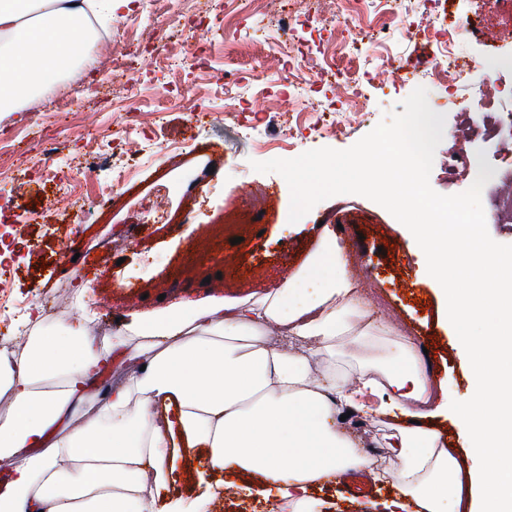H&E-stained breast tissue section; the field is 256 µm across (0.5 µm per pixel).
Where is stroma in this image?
I'll return each mask as SVG.
<instances>
[{"label":"stroma","mask_w":512,"mask_h":512,"mask_svg":"<svg viewBox=\"0 0 512 512\" xmlns=\"http://www.w3.org/2000/svg\"><path fill=\"white\" fill-rule=\"evenodd\" d=\"M246 10L244 0H238L231 15L224 12V0H212L207 7L197 0H136L133 11L104 24V31L135 46L143 28L162 16L166 23L159 44L180 45L202 30L223 26V37L209 48L208 67L147 70L126 90L95 75L92 59L98 45L89 36L82 41L78 63L36 102L0 116V166L13 176L0 182V209L6 214L5 224H0V260L11 283L8 294L17 306L14 315L0 321V348L26 347L32 329L23 320L35 307L41 311V335L63 334L80 319L96 349L108 351L130 313L160 310L165 302L180 298L212 296L210 277L232 282L238 297L260 290L262 281L287 279L318 238L317 229L305 223L303 212L309 209L322 223L343 225L337 237L361 293L356 330L372 321L384 323L389 340L409 339L423 349L435 395H468L467 357L454 345L455 329L433 284L419 278L418 257L401 236L386 199L359 192L335 198L322 189L300 195L296 168L321 158L364 155L378 145L382 132L404 130L411 113H436L443 131L427 144L423 182L433 199L448 204L449 217L464 215L480 225L491 247L511 251L512 212L496 210L494 204L512 188L505 179L512 172V112L499 113L495 133L486 136L485 113L464 111L461 103L478 98L484 87L512 92V41L485 36L489 30L512 28V0H410L386 33L400 78H371L364 86L369 110L336 136L306 123L290 125L288 114L274 107L250 110L256 92L249 78L252 70L263 72L271 98H286L294 88L275 63L280 39L269 29L268 18L241 28L239 18ZM469 17L480 20L484 33L458 34L460 57L472 64L490 60L494 68L483 83L451 92L431 75L441 56L439 44L417 31L436 19L458 24ZM201 81L212 93L196 101L194 109L205 116L193 124L190 110L170 94ZM61 88L72 89L79 106L58 114L44 111ZM131 93L150 119L149 148L128 180L114 181L112 166L118 157L104 153L91 176L76 179L85 202L81 217L72 209H47L37 194L14 192V182L38 181L42 142L89 131L111 143L112 121ZM265 142L288 143L287 166L268 162L261 149ZM211 159L218 161L219 173L199 177V169ZM161 195L167 206L160 214L155 205ZM239 235L246 237V244L236 243ZM132 292L141 294L139 304L128 301ZM369 354L343 336L335 354L314 355L311 366L317 374L335 367L353 388ZM340 427L360 451L381 449L386 469L396 468L386 446L394 431L389 417L363 414L355 423L341 421ZM175 455L181 479L172 493L197 502L198 512H250L254 507L282 512L274 489L251 494L239 478L215 497H202L197 468L201 451L179 448ZM313 494L325 501L324 512H385L384 503L394 497L392 487L378 481L372 494L358 500L343 480L317 485Z\"/></svg>","instance_id":"1"}]
</instances>
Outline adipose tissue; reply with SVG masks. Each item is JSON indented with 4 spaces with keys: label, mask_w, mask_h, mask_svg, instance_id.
<instances>
[{
    "label": "adipose tissue",
    "mask_w": 512,
    "mask_h": 512,
    "mask_svg": "<svg viewBox=\"0 0 512 512\" xmlns=\"http://www.w3.org/2000/svg\"><path fill=\"white\" fill-rule=\"evenodd\" d=\"M118 0H0V112L57 80L78 59L71 49L75 18L87 9L116 15ZM300 194L324 187L387 192L402 236L415 244L422 277L442 295L469 357L471 393L422 411L429 380L413 344L392 349L375 334L354 332L357 284L332 225L290 278L246 299L181 302L134 315L127 326L150 360L141 373L101 401L93 423L69 422L108 354L96 351L82 321L61 336L33 337L18 358L0 355V459L20 457L0 512H183L171 498L178 448H202L209 472L251 475L278 487L290 512H317L312 488L370 456L336 427L338 406L376 397L366 413L392 417L398 466L385 480L397 512H512V251L491 249L479 225L438 219L411 223L414 211L438 209L422 196L416 166L391 165L375 151L368 161H321ZM483 323L479 336L469 326ZM335 353L338 337L355 334L375 346L356 388L335 373L313 376L309 358L262 341L269 324ZM451 415L476 470L463 473L430 418ZM34 457H26L28 449Z\"/></svg>",
    "instance_id": "obj_1"
}]
</instances>
